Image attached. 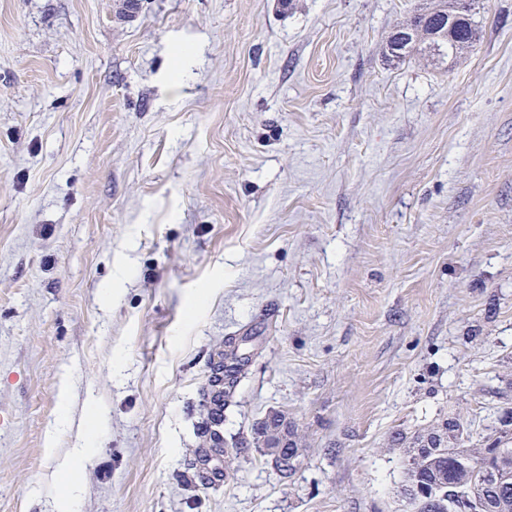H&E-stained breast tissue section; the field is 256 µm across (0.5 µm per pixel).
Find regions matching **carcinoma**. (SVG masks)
Returning <instances> with one entry per match:
<instances>
[{
    "mask_svg": "<svg viewBox=\"0 0 512 512\" xmlns=\"http://www.w3.org/2000/svg\"><path fill=\"white\" fill-rule=\"evenodd\" d=\"M459 0H437L425 15L415 14L396 26L387 42V55L404 60L415 55L452 57L474 46L477 30L472 20L448 31V18L458 13ZM249 362L238 347V338L229 337L224 350L217 352L213 370H224V385L212 390L213 422H222L226 398L238 375ZM288 421V415L275 412L259 423L255 434H266ZM406 480L401 495L413 505L417 489H433L434 496L422 498L417 512H512V407L498 412L491 431L477 439L463 431L455 433L449 418L435 426L414 432L404 448ZM499 476V482L483 489L477 474Z\"/></svg>",
    "mask_w": 512,
    "mask_h": 512,
    "instance_id": "1",
    "label": "carcinoma"
}]
</instances>
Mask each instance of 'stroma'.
<instances>
[{"mask_svg":"<svg viewBox=\"0 0 512 512\" xmlns=\"http://www.w3.org/2000/svg\"><path fill=\"white\" fill-rule=\"evenodd\" d=\"M137 2L0 0V512H57L63 410L105 420L77 512H407L397 435L512 376V0L404 61L428 0ZM458 4L459 0H439L430 10L414 14L397 25L387 42V55L397 60L429 53L450 58L472 48L477 30L471 15L455 32H448L459 17L467 18L471 12V1L462 0L459 12ZM420 14L427 16L424 22ZM452 16L456 17L448 23ZM238 340L239 338L236 337L227 338L224 342V350L216 353L217 361L214 363L213 371L224 369V385L222 386L223 389H221L220 386L213 387L212 379L210 378L209 380L210 386L212 387L210 403L215 406L213 417L215 424L222 422L221 410L223 412L226 398L230 396L232 389L237 383L238 375L241 374L250 360V355L243 357L242 353L239 351ZM288 422V416L287 414L283 412H275L271 415H268V417L263 421L260 422L258 427L256 428L255 434L258 435L257 440H259L260 435H265L270 429L272 428H279L281 426V423ZM288 425V451L292 452L291 457H295V460L297 461V458L299 457L298 454V439L297 434L291 425V422L286 423ZM287 451V453H288ZM294 454V455H293ZM294 461V463H296ZM285 431L279 430L268 437L265 438L264 444L262 447L266 448H272L270 451L277 452V457L280 463V466L284 469L288 470H281L279 467L275 464L276 469L283 475L288 476V474H291L293 470H295V464L288 465V455H283V444L287 441L285 438Z\"/></svg>","mask_w":512,"mask_h":512,"instance_id":"1","label":"stroma"}]
</instances>
